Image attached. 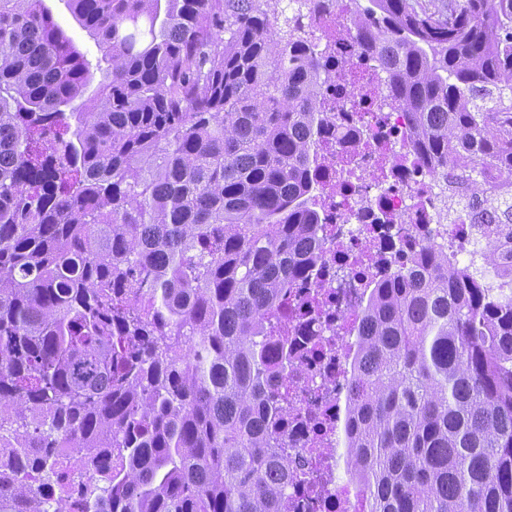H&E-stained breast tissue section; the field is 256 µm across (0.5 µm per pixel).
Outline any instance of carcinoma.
<instances>
[{"mask_svg": "<svg viewBox=\"0 0 512 512\" xmlns=\"http://www.w3.org/2000/svg\"><path fill=\"white\" fill-rule=\"evenodd\" d=\"M0 0V512H282L270 315L328 240L337 0ZM352 19L483 263L369 282L344 427L364 512H512V0ZM499 179L488 182L487 170ZM39 483L35 497L29 481ZM45 5L50 9L53 19L59 23L62 28L70 35L76 46L88 54V58L93 60L98 52L94 40L89 33L73 17L66 0H44Z\"/></svg>", "mask_w": 512, "mask_h": 512, "instance_id": "carcinoma-1", "label": "carcinoma"}]
</instances>
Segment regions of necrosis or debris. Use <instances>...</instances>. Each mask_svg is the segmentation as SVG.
<instances>
[{
    "mask_svg": "<svg viewBox=\"0 0 512 512\" xmlns=\"http://www.w3.org/2000/svg\"><path fill=\"white\" fill-rule=\"evenodd\" d=\"M314 37L330 42L345 76L364 66L345 6L318 16ZM329 128L323 146L333 160L322 180L327 188L325 258L311 279L291 289L287 304L271 318L288 323L298 369L288 382L295 414L281 431L298 472L285 491L288 512H362L350 485L336 482L338 433L346 418L348 350L360 325L365 284L373 270L365 262L368 244L412 255L427 240L452 260L471 263L483 249L481 207L470 201L461 224L433 221L437 202L431 178L411 148L412 132L398 105L363 104L343 81L326 86ZM396 159L390 178L373 173L382 159ZM318 300L308 311L310 300Z\"/></svg>",
    "mask_w": 512,
    "mask_h": 512,
    "instance_id": "obj_1",
    "label": "necrosis or debris"
}]
</instances>
